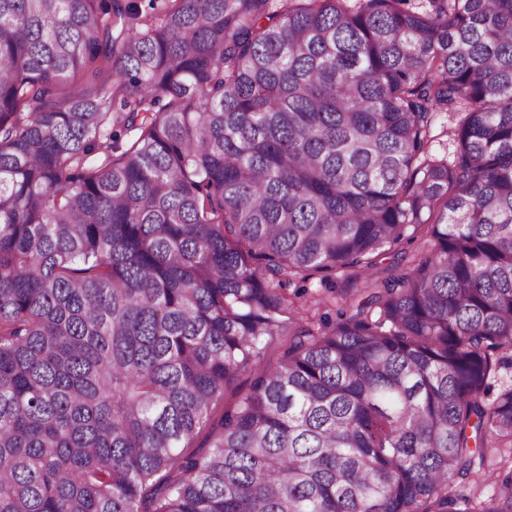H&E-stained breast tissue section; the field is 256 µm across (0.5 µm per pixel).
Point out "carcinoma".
I'll list each match as a JSON object with an SVG mask.
<instances>
[{"mask_svg":"<svg viewBox=\"0 0 512 512\" xmlns=\"http://www.w3.org/2000/svg\"><path fill=\"white\" fill-rule=\"evenodd\" d=\"M358 2L0 0V512H461L512 450V0ZM417 236H418V240H416L415 242H413L411 244L405 243L401 247L403 253L401 255H399L398 257H395V259H393V256H388L385 259H383V258L378 259V261L380 262L379 268H380V271L382 272V274H381L382 277L387 276L388 274L400 272L403 268L407 267L410 264V262L414 259V257L417 254L420 253L419 238H420L421 234L420 235L417 234ZM253 379L254 377L250 372H243L238 376L235 383L224 393L223 401L217 404L211 411L206 426H204L198 435L189 443V447L186 448L187 453H203L207 449V436L211 428L213 425H217L220 422L225 410L233 408L238 400L250 390ZM454 483L457 484L455 492L458 498H470V502L467 505L461 500L457 506L460 508H478L480 506L479 502L491 497L496 490L493 477L479 486H476L473 482L470 484L468 482L458 483L457 480Z\"/></svg>","mask_w":512,"mask_h":512,"instance_id":"cac0c4a2","label":"carcinoma"}]
</instances>
